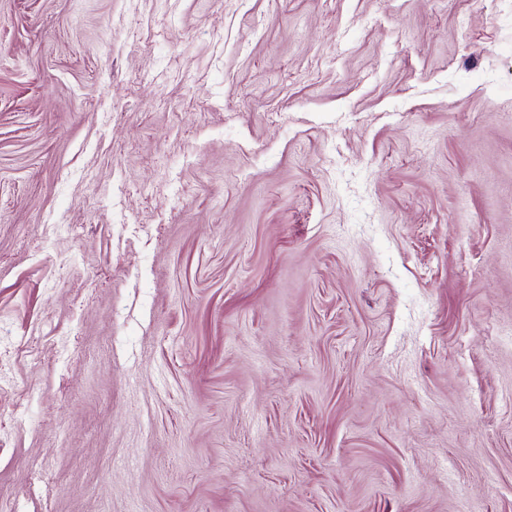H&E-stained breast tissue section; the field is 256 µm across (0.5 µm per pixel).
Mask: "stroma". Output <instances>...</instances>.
I'll return each instance as SVG.
<instances>
[{
  "mask_svg": "<svg viewBox=\"0 0 512 512\" xmlns=\"http://www.w3.org/2000/svg\"><path fill=\"white\" fill-rule=\"evenodd\" d=\"M0 512H512V0H0Z\"/></svg>",
  "mask_w": 512,
  "mask_h": 512,
  "instance_id": "35a3bbf8",
  "label": "stroma"
}]
</instances>
